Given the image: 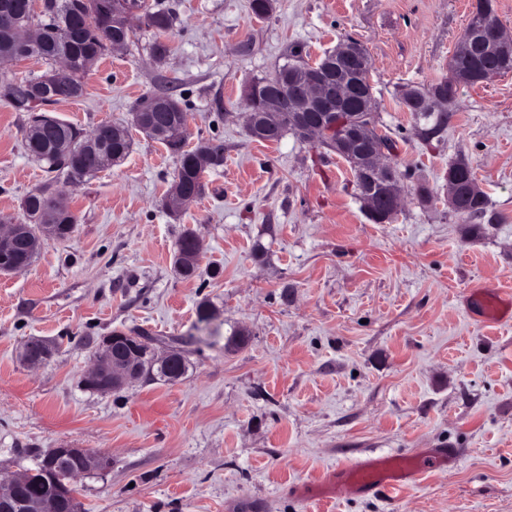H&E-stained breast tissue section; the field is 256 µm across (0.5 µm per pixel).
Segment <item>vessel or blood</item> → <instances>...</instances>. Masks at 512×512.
<instances>
[{"label": "vessel or blood", "instance_id": "b4317fda", "mask_svg": "<svg viewBox=\"0 0 512 512\" xmlns=\"http://www.w3.org/2000/svg\"><path fill=\"white\" fill-rule=\"evenodd\" d=\"M483 320L498 321L512 315V295L491 288L481 296ZM420 474L419 463L400 464L390 456H373L331 471L326 491H382L415 482Z\"/></svg>", "mask_w": 512, "mask_h": 512}]
</instances>
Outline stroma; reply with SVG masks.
<instances>
[{"instance_id":"35a3bbf8","label":"stroma","mask_w":512,"mask_h":512,"mask_svg":"<svg viewBox=\"0 0 512 512\" xmlns=\"http://www.w3.org/2000/svg\"><path fill=\"white\" fill-rule=\"evenodd\" d=\"M250 2L163 0L178 17L164 64L137 34L86 73L81 98L49 106L87 131L130 127L124 162L83 184L27 156L26 115L0 96V219L24 223L39 188L76 218L27 270L0 274V479L67 446L111 458L76 481L81 512H512V319L482 323L472 294L512 291V72L459 85L434 134L400 99L447 76L476 0H274L264 19ZM346 38L368 53L379 128L398 142L388 161L413 172L384 224L344 158L247 132L249 82L293 45L315 62ZM164 91L188 112L186 148L224 147L205 193L173 215L175 158L130 125L134 105ZM461 157L494 222L449 206ZM188 229L201 257L185 279L174 260ZM237 329L247 346L225 350ZM115 331L181 350L186 374L86 389L96 341ZM32 337L54 346L39 367L20 355ZM434 448L455 457L395 491L304 495L356 459Z\"/></svg>"}]
</instances>
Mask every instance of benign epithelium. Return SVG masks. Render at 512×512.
<instances>
[{
  "mask_svg": "<svg viewBox=\"0 0 512 512\" xmlns=\"http://www.w3.org/2000/svg\"><path fill=\"white\" fill-rule=\"evenodd\" d=\"M471 19L481 22L488 28L491 37L500 47L504 59L512 57V36L497 24L490 23L486 13L475 14ZM336 61V72H341L349 65H355L356 77L331 81L325 78H313L308 75L284 77L279 72L273 76L271 83L281 85L284 80L292 82L288 98L290 111L295 114L296 128L305 141L322 140L325 136L339 131L336 138V154L351 163L359 180L373 172L379 178L380 192H365L362 195L370 219L376 224L388 222L398 211L402 199L401 187L404 179L394 167L385 163L383 157L388 155L387 141L380 131H372L367 120L375 117L374 98L369 87V59L363 47L353 41L340 43L330 53ZM362 99L361 119L344 118L350 101ZM249 128L265 134V129L278 126L280 98L269 95L262 99L255 96L251 89L244 93ZM410 105L422 112H440L448 108L445 97L431 94L418 99L409 97ZM483 191L474 176L466 169L448 171V200L453 209L459 208L460 197L482 198ZM17 225L7 224L0 227V273L12 274L24 269L22 265L8 262L10 248L14 243ZM101 351L104 362L94 365L85 375V381L98 391L110 393L123 388L126 384L140 379L142 365L150 361L156 365L172 362L174 354L170 351L159 352L155 348L133 337L117 338L106 336L102 340ZM52 345L43 340L37 347L27 343L24 346L26 361L32 366L43 365L52 355ZM86 453L84 448H53L44 457L42 466L52 475H57L60 486L58 497L50 503L31 498H20L14 489L25 483L24 475L0 482V512H77L75 495L71 491L76 478L86 474L83 469H73L65 474H57L64 463Z\"/></svg>",
  "mask_w": 512,
  "mask_h": 512,
  "instance_id": "7a95c632",
  "label": "benign epithelium"
}]
</instances>
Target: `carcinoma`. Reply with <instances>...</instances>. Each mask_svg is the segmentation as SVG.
<instances>
[{"instance_id": "1", "label": "carcinoma", "mask_w": 512, "mask_h": 512, "mask_svg": "<svg viewBox=\"0 0 512 512\" xmlns=\"http://www.w3.org/2000/svg\"><path fill=\"white\" fill-rule=\"evenodd\" d=\"M9 10L0 15V52L19 54L24 58L39 57L55 61L63 57L69 62V72L63 76L53 74L49 69L42 75L25 79L17 84L16 97H24V85H36L41 95L29 100L28 126L25 132L26 149L48 174L65 177L72 183L97 173L102 149L86 143V136L76 126L65 122L44 110V107L63 100L77 99L84 94L83 78L87 72L86 63L104 56L109 45L107 40L114 32L125 34L131 40L136 31L152 32L156 41L150 45V51L157 62H162L166 47L158 41L171 30L175 23L173 13L158 8L147 0H46L41 10L36 32L39 38L30 46L23 48L15 40L18 29H28L34 19L33 8L29 0H8ZM462 37L471 44L467 55H453L448 60V78L431 86L423 92L413 89L417 96L443 92L448 101H453L457 86L466 83L464 77L480 69L488 70L485 80L501 75L497 50L488 39L485 29L467 23ZM133 115L140 117L143 133L157 138L177 154L175 179L189 193L200 196L205 189L203 174L195 164V154L205 152L210 157V165L218 166L224 161V148L220 144L200 143L193 150L183 149L179 137H157V131L174 128H186L188 113L180 102L170 93H154L143 98L136 106ZM103 143L119 163L128 155L132 141L122 132V127L114 125L102 131ZM54 197L39 189L31 192L24 200L22 208L25 215L24 234L14 247L12 259L17 263L31 264L42 247L40 226L54 217ZM488 201L481 198L475 203L468 202L458 213L470 219H482L487 215ZM176 256L180 275L186 279L196 275L199 258L194 253L193 235L189 232L181 236L177 243ZM179 364L164 371L153 365L143 367L146 382H169V373ZM40 491L51 499L56 495V481L45 474L41 466V457L29 473L28 484L19 489L25 495L31 490Z\"/></svg>"}]
</instances>
